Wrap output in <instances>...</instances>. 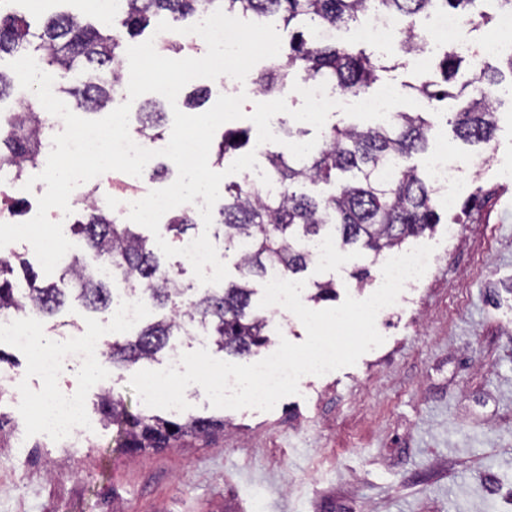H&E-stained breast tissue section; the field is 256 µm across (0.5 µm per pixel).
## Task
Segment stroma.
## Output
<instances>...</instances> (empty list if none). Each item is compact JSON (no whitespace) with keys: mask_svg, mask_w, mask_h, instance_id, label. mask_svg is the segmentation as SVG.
<instances>
[{"mask_svg":"<svg viewBox=\"0 0 512 512\" xmlns=\"http://www.w3.org/2000/svg\"><path fill=\"white\" fill-rule=\"evenodd\" d=\"M29 0L11 7L31 23L69 11L99 24L98 0ZM385 63L382 83L403 95L434 80L398 44L356 41ZM258 62L244 81L197 78L208 104L245 93L244 118L226 129L252 128L248 115L263 94ZM467 190L478 203L442 215L434 232L406 248L434 245L442 259L408 302L384 343L355 365L311 376L298 394L269 411L217 409L202 387L185 391L176 421L220 419L221 430L187 435L160 451L121 448L122 429L96 423L65 448L34 427L49 389L78 393L94 415L102 389L120 394L131 412L154 415L131 389V371L104 363L97 377L61 364L53 384L31 369L28 348L8 340L0 351L23 382H0V512H512V180L496 165L472 171ZM457 222L456 239L448 222ZM381 262L358 250L335 266L312 263L307 280L333 281L337 301L356 289L372 293ZM370 269L357 280L360 269ZM103 312L69 300L38 329L47 344L101 325Z\"/></svg>","mask_w":512,"mask_h":512,"instance_id":"1","label":"stroma"}]
</instances>
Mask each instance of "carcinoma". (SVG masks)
Returning a JSON list of instances; mask_svg holds the SVG:
<instances>
[{"label": "carcinoma", "instance_id": "1", "mask_svg": "<svg viewBox=\"0 0 512 512\" xmlns=\"http://www.w3.org/2000/svg\"><path fill=\"white\" fill-rule=\"evenodd\" d=\"M484 0H123L119 26L100 29L74 14L50 18L41 32L13 11L0 9V57H22L34 47L40 69L55 75L59 92L85 112H101L112 105V92L121 76L113 66L119 61L124 39L140 35L151 19L164 16L171 26L189 24L203 13L220 8L226 14L241 13L259 20L278 17L287 38L282 42L283 63L273 62L258 77L262 92L284 90L292 78L320 79L340 91L363 92L388 66L371 59L348 44L315 38L319 31H333L342 24L356 23L369 10L405 27L399 33L401 50L421 51L416 40L415 18L435 11H450L466 19L488 23L480 9ZM507 71L483 62L472 53L466 60L445 52L437 62L442 82H425L413 87L429 102L448 99L458 102L450 123L457 137L474 144L491 146L497 128L496 94L504 74L512 77V54L505 59ZM75 69L96 73L107 71L112 78L68 84ZM207 92L195 90L183 96L185 109L199 110ZM162 112L140 113L137 132L150 139L161 137ZM12 131L0 136V165L15 166L19 177L27 166L37 165L36 142L47 122L39 118L35 104L20 119L9 120ZM433 122L423 112H398L391 124L360 127L332 126L322 147L299 160L289 152H269L266 160L278 189L263 192L249 185L232 183L220 189L223 203L213 214L214 236L234 249L244 272L243 279L218 291L194 290L164 266L162 255L149 238L134 231L116 213L106 214L94 207L84 211L80 233L97 256L108 261L112 282L129 287L161 317L142 327L135 338L108 344L107 359L114 365L133 369L153 361L168 345L170 336L183 325L200 324L212 336L218 351L229 356H249L267 342V317L254 306L252 280H265L277 268L289 278H301L313 263L308 244L332 236L346 252L366 249L374 257L402 245L410 237L434 231L440 223L435 191L430 180L407 165L414 154L428 150ZM248 143L247 132H224L215 151L221 164L233 157L237 147ZM398 167L394 177H381L390 161ZM338 185L329 195H312L309 184ZM196 224V215L180 212L170 218L165 231L178 241ZM27 288L13 286L10 260L0 258V312H23L33 308L52 316L71 296L89 312L106 310L112 303L109 282H100L79 257L73 255L61 267L59 282H42L30 268H24ZM64 287H59L58 283ZM97 413L102 423L125 426L122 447L131 452L165 448L189 433L207 434L224 421L194 418L185 423L157 416L130 413L119 396L105 389L98 396Z\"/></svg>", "mask_w": 512, "mask_h": 512}]
</instances>
